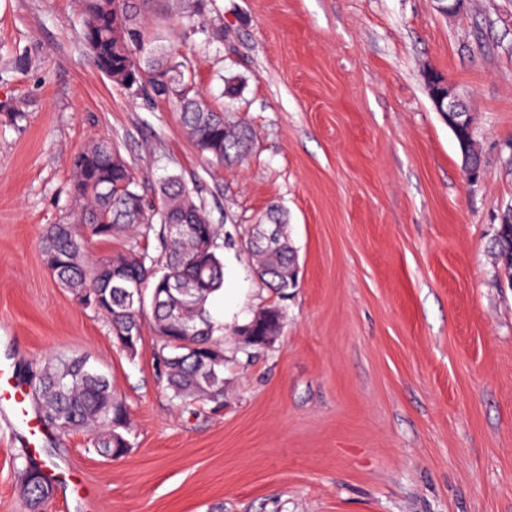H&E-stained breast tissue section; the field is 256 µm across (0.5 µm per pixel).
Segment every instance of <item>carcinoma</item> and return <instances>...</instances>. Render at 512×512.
<instances>
[{
  "label": "carcinoma",
  "instance_id": "obj_1",
  "mask_svg": "<svg viewBox=\"0 0 512 512\" xmlns=\"http://www.w3.org/2000/svg\"><path fill=\"white\" fill-rule=\"evenodd\" d=\"M208 0H180L183 32L192 34ZM149 0H79L82 40L96 67L118 87L138 88L155 101L176 104L186 135L205 160L224 166L245 159L253 138L245 123L229 120L224 108L213 105L196 88L187 58L180 60L161 45L162 39L142 10ZM459 148L479 164L473 129L453 131ZM69 210L43 233L39 248L54 280L86 308L102 315L114 342L133 356L142 340L145 305L150 296L151 324L159 344L155 352L160 377L169 397L180 405L205 401L224 404V328L212 319L206 304L224 284V262L211 224L195 190L177 175L159 182L152 198L142 192L137 172L112 139L91 141L72 160ZM181 225L178 232L170 228ZM267 225L276 226L278 244L257 246L254 238ZM142 236L153 231L162 249L163 271L137 243L126 250L90 261L88 238L110 241L134 228ZM246 249L257 276L272 291L287 294L298 281V254L285 213L272 208L255 225ZM499 270L512 280V223L500 224L492 239ZM134 278L139 291L129 293L123 281ZM180 281L186 289L169 292ZM29 393L42 425L54 436L85 432L88 444L103 458L118 459L131 446L127 407L112 388V379L84 356H53L26 370ZM31 512H44L53 494L44 463L28 456L19 470Z\"/></svg>",
  "mask_w": 512,
  "mask_h": 512
}]
</instances>
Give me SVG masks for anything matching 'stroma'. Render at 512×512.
<instances>
[{
	"label": "stroma",
	"mask_w": 512,
	"mask_h": 512,
	"mask_svg": "<svg viewBox=\"0 0 512 512\" xmlns=\"http://www.w3.org/2000/svg\"><path fill=\"white\" fill-rule=\"evenodd\" d=\"M152 20L199 89L255 134L214 167L173 104L113 85L92 62L76 0H0V358L90 359L130 412L129 453L47 445L62 466L45 512H512V283L490 240L512 205V0H212L185 37ZM29 66L19 71L16 56ZM465 99L484 159L463 171L423 73ZM105 135L145 192L176 175L196 191L224 258L207 308L224 326V407L172 402L158 339L135 356L47 272L39 243L68 211L71 159ZM288 213L297 287L252 273L244 243ZM271 346L237 334L263 309ZM18 438L0 427V512H30Z\"/></svg>",
	"instance_id": "1"
}]
</instances>
